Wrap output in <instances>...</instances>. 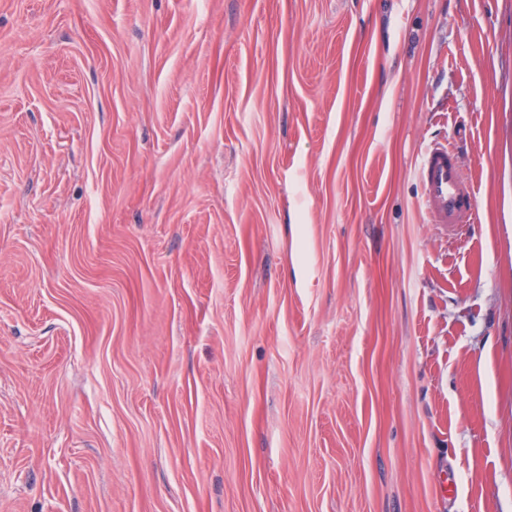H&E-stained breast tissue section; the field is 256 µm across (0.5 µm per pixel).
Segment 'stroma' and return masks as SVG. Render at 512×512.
Listing matches in <instances>:
<instances>
[{
    "instance_id": "stroma-1",
    "label": "stroma",
    "mask_w": 512,
    "mask_h": 512,
    "mask_svg": "<svg viewBox=\"0 0 512 512\" xmlns=\"http://www.w3.org/2000/svg\"><path fill=\"white\" fill-rule=\"evenodd\" d=\"M0 512H512V0H0ZM426 206L435 224H462L475 208L472 186L463 176L461 164L447 144L428 148L420 167Z\"/></svg>"
}]
</instances>
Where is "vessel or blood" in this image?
I'll use <instances>...</instances> for the list:
<instances>
[{"mask_svg": "<svg viewBox=\"0 0 512 512\" xmlns=\"http://www.w3.org/2000/svg\"><path fill=\"white\" fill-rule=\"evenodd\" d=\"M420 181L434 223L459 224L474 210L473 188L448 145L437 143L428 148L420 167Z\"/></svg>", "mask_w": 512, "mask_h": 512, "instance_id": "obj_1", "label": "vessel or blood"}]
</instances>
